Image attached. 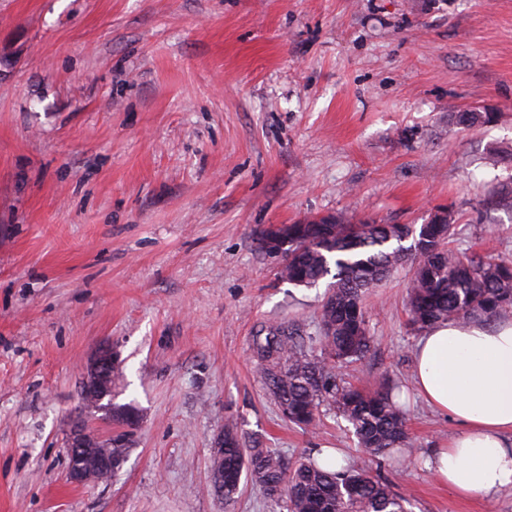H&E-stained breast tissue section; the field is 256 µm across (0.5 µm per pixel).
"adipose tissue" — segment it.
I'll use <instances>...</instances> for the list:
<instances>
[{
    "label": "adipose tissue",
    "mask_w": 512,
    "mask_h": 512,
    "mask_svg": "<svg viewBox=\"0 0 512 512\" xmlns=\"http://www.w3.org/2000/svg\"><path fill=\"white\" fill-rule=\"evenodd\" d=\"M415 390L460 426L425 460L465 498L512 489V320L435 324L414 349Z\"/></svg>",
    "instance_id": "ef3b65f1"
}]
</instances>
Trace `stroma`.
I'll return each mask as SVG.
<instances>
[{
  "label": "stroma",
  "instance_id": "35a3bbf8",
  "mask_svg": "<svg viewBox=\"0 0 512 512\" xmlns=\"http://www.w3.org/2000/svg\"><path fill=\"white\" fill-rule=\"evenodd\" d=\"M0 57V512H287L213 492L228 421L292 463L359 457L409 512H512V490L463 499L423 465L458 425L413 394L410 264L339 371L399 386L406 462L336 409L313 434L283 421L251 352L264 323L319 332L324 290L281 280L274 227L445 207L452 248L512 261V0H0ZM103 345L141 421L112 480L81 487L66 436Z\"/></svg>",
  "mask_w": 512,
  "mask_h": 512
}]
</instances>
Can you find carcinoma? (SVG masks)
<instances>
[{
    "instance_id": "cac0c4a2",
    "label": "carcinoma",
    "mask_w": 512,
    "mask_h": 512,
    "mask_svg": "<svg viewBox=\"0 0 512 512\" xmlns=\"http://www.w3.org/2000/svg\"><path fill=\"white\" fill-rule=\"evenodd\" d=\"M490 112H461L456 124L487 123ZM453 221L444 224H347L339 217L309 219L288 225V252L282 279L312 288L327 277L319 315L320 355L306 339L283 323L262 325L252 351L260 378L288 422L304 430L320 422L321 409L332 405L352 426L361 447L378 460L412 451L406 417L394 388L364 389L346 385L336 369L362 361L373 343L365 295L403 262L414 264L409 312L414 329L443 321L466 324L489 321L512 312V261L460 256L450 246ZM410 241L405 246L403 242ZM112 417L129 428L112 441H94L109 449L112 465L121 467L141 414L137 407L112 405ZM310 449L290 465L269 448H246L234 424L224 425L211 454L212 485L231 506L246 480L261 493L286 503L287 512H407L393 485L353 461L328 470Z\"/></svg>"
}]
</instances>
